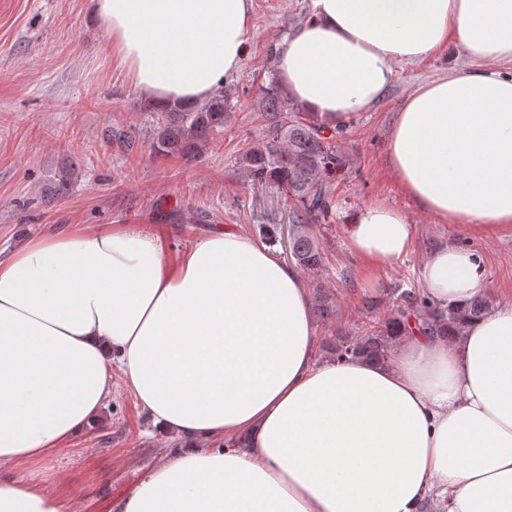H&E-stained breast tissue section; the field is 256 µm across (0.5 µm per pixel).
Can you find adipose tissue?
Returning a JSON list of instances; mask_svg holds the SVG:
<instances>
[{"label": "adipose tissue", "mask_w": 512, "mask_h": 512, "mask_svg": "<svg viewBox=\"0 0 512 512\" xmlns=\"http://www.w3.org/2000/svg\"><path fill=\"white\" fill-rule=\"evenodd\" d=\"M112 59L152 104L213 97L247 53L253 0H91ZM456 44L470 67L417 87L388 132L401 190L444 224H512V0H312L276 79L338 128L412 64ZM351 250L411 251L399 209L346 219ZM434 300L486 287L471 249L418 270ZM166 449L108 512H512V302L448 340L394 337L386 362L322 360L306 282L222 227L170 255L140 224H72L0 258V512H71L30 476L91 424L112 373Z\"/></svg>", "instance_id": "adipose-tissue-1"}]
</instances>
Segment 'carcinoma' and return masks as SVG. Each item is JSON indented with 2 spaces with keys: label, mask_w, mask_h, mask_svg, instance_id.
<instances>
[{
  "label": "carcinoma",
  "mask_w": 512,
  "mask_h": 512,
  "mask_svg": "<svg viewBox=\"0 0 512 512\" xmlns=\"http://www.w3.org/2000/svg\"><path fill=\"white\" fill-rule=\"evenodd\" d=\"M258 107L264 121L263 132L239 156L238 164L252 182L291 193L290 254L301 269L316 270L324 263V257L313 228L333 220L336 174L346 167L337 148L342 130H329L316 116L302 111L274 80L263 89ZM230 110L227 90L195 105L177 104L166 109L147 105V111L153 113V152L162 156L176 154L188 160L201 158L202 147L224 132ZM102 138L126 153L141 146L130 129L110 127ZM76 171L72 164L59 168L46 183L47 195L66 196ZM399 301L396 312L373 331L338 340L332 348L333 357L383 362L390 353L392 337L401 332L452 339L469 321L489 312V303L481 297L463 309L445 308L414 288L401 290Z\"/></svg>",
  "instance_id": "carcinoma-1"
}]
</instances>
